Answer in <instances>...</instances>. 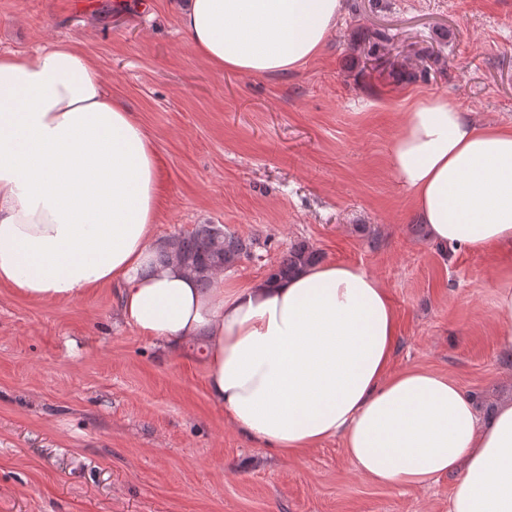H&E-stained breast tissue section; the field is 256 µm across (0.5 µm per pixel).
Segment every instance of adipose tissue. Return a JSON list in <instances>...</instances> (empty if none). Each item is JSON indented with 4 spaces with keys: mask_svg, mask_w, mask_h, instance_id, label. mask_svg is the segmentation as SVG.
Instances as JSON below:
<instances>
[{
    "mask_svg": "<svg viewBox=\"0 0 512 512\" xmlns=\"http://www.w3.org/2000/svg\"><path fill=\"white\" fill-rule=\"evenodd\" d=\"M341 0H180L178 19L214 68L295 71L324 48ZM390 164L441 249L512 245V125H480L442 95L417 99ZM154 142L96 64L59 42L0 54V284L65 303L121 285L122 318L176 350L206 345V386L240 434L294 458L341 438L370 481L456 482L448 512H512V403L426 369L390 374L398 319L357 265L315 262L242 288L201 291L154 262ZM496 336L512 356V264L496 276Z\"/></svg>",
    "mask_w": 512,
    "mask_h": 512,
    "instance_id": "ef3b65f1",
    "label": "adipose tissue"
}]
</instances>
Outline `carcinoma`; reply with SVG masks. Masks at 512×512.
<instances>
[{"mask_svg": "<svg viewBox=\"0 0 512 512\" xmlns=\"http://www.w3.org/2000/svg\"><path fill=\"white\" fill-rule=\"evenodd\" d=\"M253 240L230 233L216 224H199L188 234L167 239L156 254V262L172 260L191 274L198 286H212L213 276L251 255ZM320 255L305 243L291 246L272 269L269 278H287L302 267L319 261Z\"/></svg>", "mask_w": 512, "mask_h": 512, "instance_id": "obj_1", "label": "carcinoma"}]
</instances>
